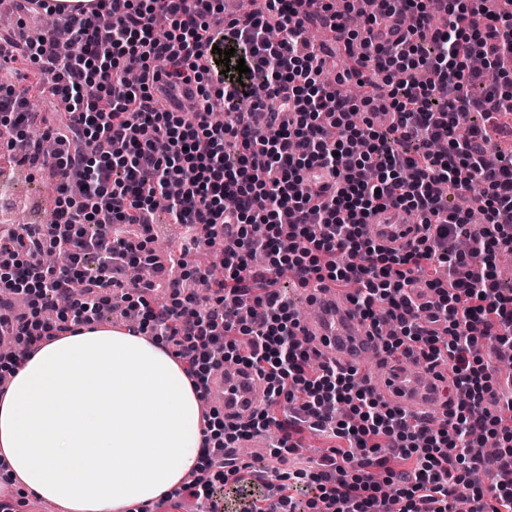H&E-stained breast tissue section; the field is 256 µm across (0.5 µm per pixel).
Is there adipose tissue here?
<instances>
[{
    "label": "adipose tissue",
    "mask_w": 512,
    "mask_h": 512,
    "mask_svg": "<svg viewBox=\"0 0 512 512\" xmlns=\"http://www.w3.org/2000/svg\"><path fill=\"white\" fill-rule=\"evenodd\" d=\"M202 404L162 344L88 329L20 360L0 396V454L66 512H146L204 465Z\"/></svg>",
    "instance_id": "ef3b65f1"
}]
</instances>
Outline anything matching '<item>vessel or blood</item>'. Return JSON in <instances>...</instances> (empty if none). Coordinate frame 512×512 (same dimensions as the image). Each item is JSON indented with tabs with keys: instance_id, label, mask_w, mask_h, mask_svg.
Returning a JSON list of instances; mask_svg holds the SVG:
<instances>
[{
	"instance_id": "vessel-or-blood-1",
	"label": "vessel or blood",
	"mask_w": 512,
	"mask_h": 512,
	"mask_svg": "<svg viewBox=\"0 0 512 512\" xmlns=\"http://www.w3.org/2000/svg\"><path fill=\"white\" fill-rule=\"evenodd\" d=\"M195 94L191 84H179L162 92L168 104L181 112L196 111ZM367 231L378 244L402 247L415 236L416 223L405 211L388 207L370 217ZM347 296V288L336 285L320 291L317 306L322 317L307 326L308 335L320 341L324 354L345 366L382 353L372 330L353 315ZM368 384L389 407L401 408L409 415L445 410L429 372L388 367L369 377ZM264 395V381L245 367L217 370L210 381L212 405L223 410L231 421L247 418Z\"/></svg>"
}]
</instances>
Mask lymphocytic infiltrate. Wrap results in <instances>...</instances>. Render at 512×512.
<instances>
[{
    "mask_svg": "<svg viewBox=\"0 0 512 512\" xmlns=\"http://www.w3.org/2000/svg\"><path fill=\"white\" fill-rule=\"evenodd\" d=\"M372 2L352 71L362 79L360 105L387 93V125L373 115L346 123L359 104L322 80L323 47L310 29L351 33L335 0H263L246 20H225L218 37L215 0H94L64 20L69 55L52 37L17 32L10 61L39 77L20 90L0 83V126L10 130L0 150L21 166L52 167L60 182L50 223L0 236V304L24 297L11 336L28 355L104 311L131 308L138 332L172 346L189 376L228 361L255 368L267 393L247 421L228 422L214 407L203 413L215 432L206 479L184 488L197 501L211 500L218 484L240 492L272 477L273 490L251 496L242 512H454L462 497L469 512H512V396H499L490 363L472 352L479 342L497 351L512 344V291L494 273L496 254L512 251V157L492 154L487 127L467 122L473 112L498 127L512 122V91L497 84L512 62V11L488 0ZM218 48L235 49L247 73L217 64ZM159 58L166 67H155ZM129 69L137 84L123 82ZM180 82L196 86L204 111L221 99L228 122L158 109L155 87ZM475 83L486 85L482 96L470 93ZM46 93L66 110L60 125L30 104ZM260 93L282 116L265 131L240 108ZM325 118L342 127L338 139L323 138ZM45 137L57 143L53 155L41 149ZM323 174L334 188L318 200L308 184ZM176 176L172 222L196 244L236 247L224 253L223 280L200 274L203 294L176 288L155 307L147 298L155 283L131 281L125 269L154 263L148 216ZM439 183L463 197L482 186V227L435 192ZM389 206L423 216L405 247H382L364 232ZM258 250L267 256L261 271L251 264ZM288 268L304 286L355 285V315L375 329L386 318L395 324L381 339L387 355L447 364L461 399L447 401L444 424H410L357 371L323 360L276 289ZM60 295L68 306L46 320ZM209 301L216 310H206ZM284 403L292 412L277 417ZM272 427L281 434L270 452L277 460L297 451L293 435L304 427L341 444L317 472L240 460V441ZM475 429L493 441L494 456L466 453ZM475 470L489 477L493 501L471 484Z\"/></svg>",
    "mask_w": 512,
    "mask_h": 512,
    "instance_id": "1",
    "label": "lymphocytic infiltrate"
}]
</instances>
